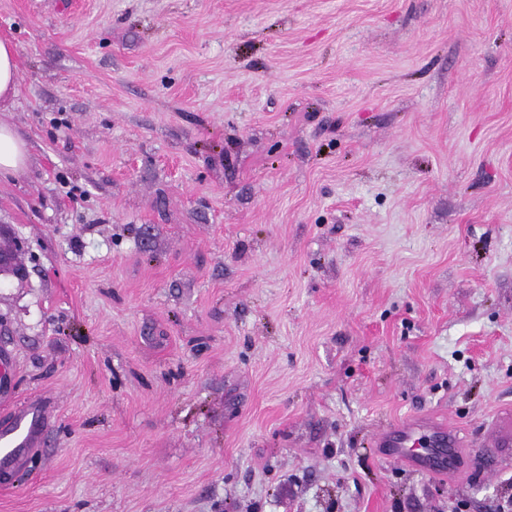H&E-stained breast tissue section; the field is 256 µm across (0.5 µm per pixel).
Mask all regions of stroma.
Masks as SVG:
<instances>
[{"label": "stroma", "instance_id": "35a3bbf8", "mask_svg": "<svg viewBox=\"0 0 512 512\" xmlns=\"http://www.w3.org/2000/svg\"><path fill=\"white\" fill-rule=\"evenodd\" d=\"M29 160L0 512H502L512 0H0ZM423 415L497 449L383 455ZM31 421L28 423V418ZM44 422L41 411L36 407L15 415L12 422L2 427L0 434V484H9V476L17 462V448L28 447L36 438Z\"/></svg>", "mask_w": 512, "mask_h": 512}]
</instances>
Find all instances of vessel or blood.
<instances>
[{"label": "vessel or blood", "mask_w": 512, "mask_h": 512, "mask_svg": "<svg viewBox=\"0 0 512 512\" xmlns=\"http://www.w3.org/2000/svg\"><path fill=\"white\" fill-rule=\"evenodd\" d=\"M43 422L41 411L31 407L15 415L9 425L0 428L1 485H8L9 476L17 462L18 449L34 441ZM381 443L390 457L412 468L452 478L458 474L461 439L456 429L439 428L411 420L400 431L384 432Z\"/></svg>", "instance_id": "obj_1"}]
</instances>
